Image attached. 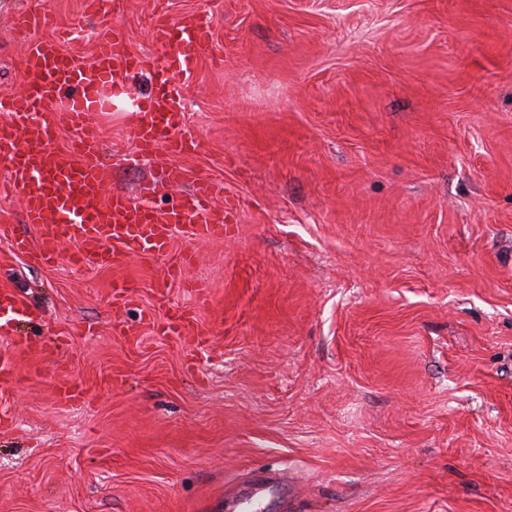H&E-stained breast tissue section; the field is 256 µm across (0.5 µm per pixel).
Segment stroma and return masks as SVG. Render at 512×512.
<instances>
[{"label":"stroma","mask_w":512,"mask_h":512,"mask_svg":"<svg viewBox=\"0 0 512 512\" xmlns=\"http://www.w3.org/2000/svg\"><path fill=\"white\" fill-rule=\"evenodd\" d=\"M22 5L59 28L20 36ZM161 13L212 19L179 80L200 147L169 161L223 181L230 222L118 270L32 267L0 160V290L47 347L0 338V512H225L274 470L259 512H512V0H0V90L30 37L88 63L114 28L155 55ZM101 138L135 194L122 108ZM176 308L208 345L143 317Z\"/></svg>","instance_id":"stroma-1"}]
</instances>
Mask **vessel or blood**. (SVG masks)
Returning a JSON list of instances; mask_svg holds the SVG:
<instances>
[{
  "label": "vessel or blood",
  "instance_id": "vessel-or-blood-1",
  "mask_svg": "<svg viewBox=\"0 0 512 512\" xmlns=\"http://www.w3.org/2000/svg\"><path fill=\"white\" fill-rule=\"evenodd\" d=\"M159 50L155 68L161 88L135 99L127 116L133 164L153 163L152 175L136 195L112 189L99 154V118L107 105L105 90L120 86L142 68L139 57L120 46L119 38L98 44L93 62L83 64L53 40L26 43L25 83L0 92V159L9 164L10 182L18 189L25 223L39 230L37 243L14 238L11 249L30 264L46 266L60 257L71 264L97 268L126 265L131 257L161 255L174 228L186 225L190 238L206 241L224 235L226 217L217 198L222 182L168 164L167 154L195 151L197 142L179 136L185 106L175 76L189 73L200 56L213 50L211 21L197 15L180 22L162 18L154 26ZM77 131L64 148L52 141L60 115ZM182 192L164 207L156 199L170 188ZM73 244L63 253L64 244ZM33 318L25 300L0 292V336ZM194 321L185 311L168 313L162 334L182 335Z\"/></svg>",
  "mask_w": 512,
  "mask_h": 512
}]
</instances>
